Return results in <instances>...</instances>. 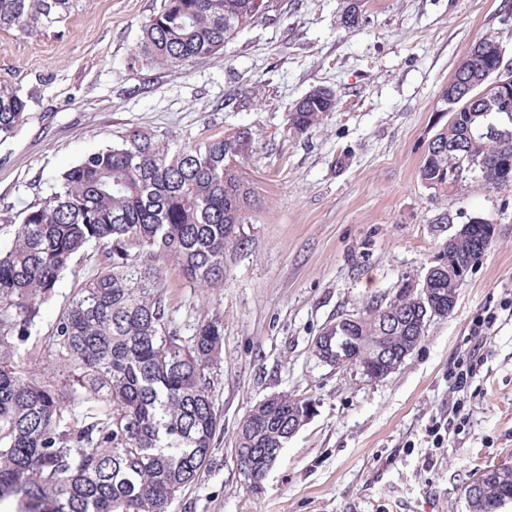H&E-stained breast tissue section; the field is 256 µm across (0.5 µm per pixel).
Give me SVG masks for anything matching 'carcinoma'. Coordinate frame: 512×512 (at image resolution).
Instances as JSON below:
<instances>
[{
  "mask_svg": "<svg viewBox=\"0 0 512 512\" xmlns=\"http://www.w3.org/2000/svg\"><path fill=\"white\" fill-rule=\"evenodd\" d=\"M72 0H0V31L33 35L63 21ZM267 0H161L142 26V60L186 68L265 17ZM499 43L482 38L457 65V120L427 146L419 177L434 194L475 184H512V114L474 98L491 83ZM336 91L315 87L288 112V132L306 136L336 111ZM28 99L0 84V140L23 122ZM252 129L180 144L132 129L84 155L28 207L0 247V503L16 512H167L211 460L221 414L213 401L224 325L215 315L184 335L166 300L171 262L199 288L224 286L227 253L247 242L261 194L247 159ZM486 223L448 242L430 287L442 316L459 293V270L486 255ZM102 253L48 331L36 334L65 272L88 249ZM348 355L402 353L424 335L406 293L376 300L344 323ZM310 400L278 393L240 420L235 445L259 453L287 443L288 425ZM470 512L512 500V466L481 472Z\"/></svg>",
  "mask_w": 512,
  "mask_h": 512,
  "instance_id": "1",
  "label": "carcinoma"
}]
</instances>
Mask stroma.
<instances>
[{
    "instance_id": "1",
    "label": "stroma",
    "mask_w": 512,
    "mask_h": 512,
    "mask_svg": "<svg viewBox=\"0 0 512 512\" xmlns=\"http://www.w3.org/2000/svg\"><path fill=\"white\" fill-rule=\"evenodd\" d=\"M270 0L266 19L185 70L137 58L141 25L160 0H73L69 17L31 36L0 32V84L28 96L24 121L0 141V244L54 178L136 127L184 143L250 127L247 161L264 203L230 252L220 288H197L166 265L181 328L221 315L224 345L213 400L222 416L209 465L168 512H469L464 484L512 465V186L434 197L418 177L446 122L439 95L486 36L512 55V0ZM338 105L311 134L286 115L312 88ZM494 218L499 235L459 290L386 378L319 363L312 341L343 314L422 282L463 224ZM88 251L43 312L52 322L102 262ZM491 317L484 336L475 322ZM478 353L466 387L450 377ZM288 392L316 405L258 488L239 473V421ZM461 405L465 422L448 412Z\"/></svg>"
}]
</instances>
